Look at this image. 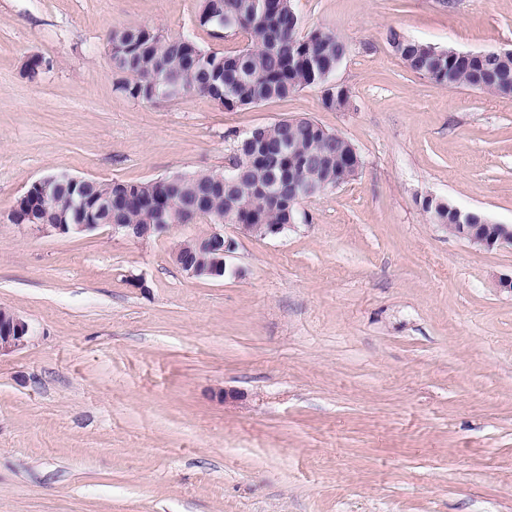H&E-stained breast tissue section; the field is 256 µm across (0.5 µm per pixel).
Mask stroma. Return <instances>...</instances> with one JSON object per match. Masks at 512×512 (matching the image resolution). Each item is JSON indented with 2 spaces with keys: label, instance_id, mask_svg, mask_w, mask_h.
Returning a JSON list of instances; mask_svg holds the SVG:
<instances>
[{
  "label": "stroma",
  "instance_id": "obj_1",
  "mask_svg": "<svg viewBox=\"0 0 512 512\" xmlns=\"http://www.w3.org/2000/svg\"><path fill=\"white\" fill-rule=\"evenodd\" d=\"M348 53L333 80L227 111L121 91L112 29L225 55L197 0H0V512H512V245L430 223L424 197L512 225V96L409 72L389 30L512 48V0H293ZM50 66L29 79L23 63ZM308 117L364 166L259 237L225 226L221 278L174 263L209 222L146 240L12 223L35 180L222 169L237 136ZM29 323L15 312L0 309V356L10 354L27 342Z\"/></svg>",
  "mask_w": 512,
  "mask_h": 512
}]
</instances>
